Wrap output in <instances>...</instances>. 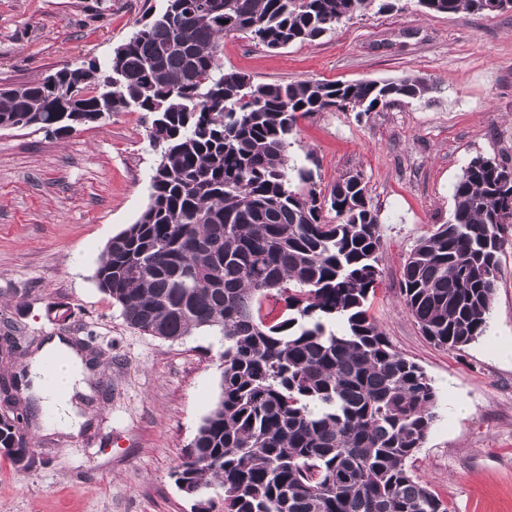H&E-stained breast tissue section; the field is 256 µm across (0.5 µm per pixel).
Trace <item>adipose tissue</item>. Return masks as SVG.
Listing matches in <instances>:
<instances>
[{
  "label": "adipose tissue",
  "instance_id": "adipose-tissue-1",
  "mask_svg": "<svg viewBox=\"0 0 512 512\" xmlns=\"http://www.w3.org/2000/svg\"><path fill=\"white\" fill-rule=\"evenodd\" d=\"M30 378L52 425L78 428L81 422L72 399L83 388L82 364L61 338H52L31 366Z\"/></svg>",
  "mask_w": 512,
  "mask_h": 512
}]
</instances>
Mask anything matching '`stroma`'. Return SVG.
Returning <instances> with one entry per match:
<instances>
[{
  "instance_id": "35a3bbf8",
  "label": "stroma",
  "mask_w": 512,
  "mask_h": 512,
  "mask_svg": "<svg viewBox=\"0 0 512 512\" xmlns=\"http://www.w3.org/2000/svg\"><path fill=\"white\" fill-rule=\"evenodd\" d=\"M391 3L278 50L227 36L224 67L257 83L428 81L419 100L299 118L288 155L312 170L317 189L352 171L367 184L382 234L369 313L438 394L412 470L450 512H512V249L501 256L487 333L463 350L429 343L400 294L411 250L451 220L452 188L469 159L512 164V9L427 14L416 0ZM164 5L0 0V89L105 62ZM148 125L142 113L120 112L63 136L0 130V381L55 336L95 358L80 431L39 414L24 429L31 465L21 471L0 455V512H192L173 472L217 402L224 343L208 332L180 343L141 333L94 277L106 244L148 204Z\"/></svg>"
}]
</instances>
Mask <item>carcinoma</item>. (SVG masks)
<instances>
[{"label":"carcinoma","instance_id":"obj_1","mask_svg":"<svg viewBox=\"0 0 512 512\" xmlns=\"http://www.w3.org/2000/svg\"><path fill=\"white\" fill-rule=\"evenodd\" d=\"M426 13L491 15L512 0H417ZM389 0H165L104 64L64 66L0 92V118L66 134L116 112L151 118L158 154L149 202L114 236L98 287L140 332L224 339L216 405L173 472L212 512H448L408 467L438 396L368 315L381 278L378 214L359 172L330 192L288 163L298 118L330 108L374 112L429 90L425 79L255 83L224 69L220 46L246 33L269 49L313 41ZM299 185L291 186V171ZM453 219L406 258L401 295L434 345L485 335L512 248V167L477 155L453 186ZM280 304L275 321L264 304ZM339 322L336 333L328 325ZM0 421V451L29 424Z\"/></svg>","mask_w":512,"mask_h":512}]
</instances>
